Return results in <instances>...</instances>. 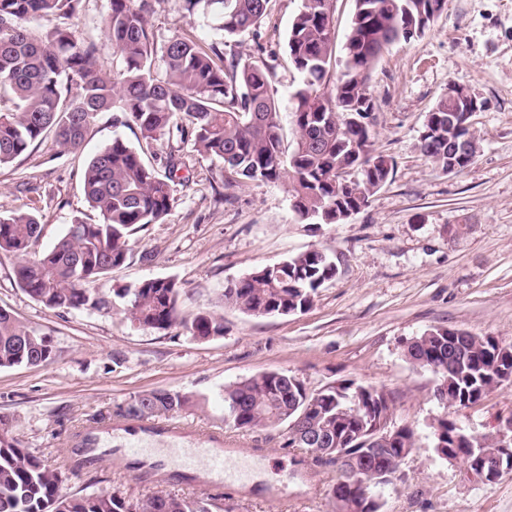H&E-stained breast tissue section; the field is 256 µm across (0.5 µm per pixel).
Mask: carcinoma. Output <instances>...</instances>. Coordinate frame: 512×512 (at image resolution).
I'll use <instances>...</instances> for the list:
<instances>
[{"label":"carcinoma","mask_w":512,"mask_h":512,"mask_svg":"<svg viewBox=\"0 0 512 512\" xmlns=\"http://www.w3.org/2000/svg\"><path fill=\"white\" fill-rule=\"evenodd\" d=\"M80 0H0V166L12 163L31 145L51 134L60 154L81 150L97 117L139 130L137 145L119 137L91 156L82 188L100 221L80 218L68 225L52 248L29 251L41 233L30 212L0 216V254L14 258L16 284L51 309L94 310L110 305L95 283L122 266L129 240L141 228L162 221L170 211V182L183 162L169 155L165 171L148 164L162 136L191 146L202 157L224 164V185L232 182L288 181L292 206L307 224H340L368 206L393 173L392 159L374 148V103L368 93L372 70L393 43L421 36L447 8V0H354L342 46L343 70L332 88L326 76L336 50V0H302L288 31V55L302 74L289 112L293 141L285 145L283 117L275 98L274 71L265 58L260 27L272 0H181L190 16L215 21L220 38L209 43L189 32L158 44L148 25L152 0H109L102 21L104 40L121 60L107 78L97 67L101 43L79 30ZM52 16L58 23L37 36L28 23ZM250 34L255 53L243 61L226 50ZM455 108L437 101L420 134L421 155L442 171L456 161L458 170L472 160L458 156L476 144L470 126L451 121ZM334 259L322 250L285 261L278 271L265 268L224 285L219 305L249 316H288L306 310L325 283L336 278ZM184 290L172 278H151L116 296L124 300L130 322L165 332L184 328L195 340L224 335V317L210 310L181 315ZM456 330L433 327L408 343L406 357L417 368L448 383L444 408L478 404L494 388L486 366L500 362L512 371V344L492 336H469L460 349L449 337ZM54 357L52 340L0 308V368L40 366ZM189 402L178 393L154 389L120 408L130 420L177 413ZM305 417V428L290 423ZM392 415L389 393L345 381L317 394L283 372H263L224 386V423L237 430H266L283 423L288 446L308 450L314 460L344 448L357 457L350 474L365 485L368 506L352 500L348 510L383 512L378 482L369 470L395 473L414 449V432L399 426L387 450L362 461V425ZM10 424L0 418V512H231L212 498L153 495L137 502L107 490L63 494L65 472L9 438Z\"/></svg>","instance_id":"cac0c4a2"}]
</instances>
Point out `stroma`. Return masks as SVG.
Listing matches in <instances>:
<instances>
[{
	"label": "stroma",
	"instance_id": "35a3bbf8",
	"mask_svg": "<svg viewBox=\"0 0 512 512\" xmlns=\"http://www.w3.org/2000/svg\"><path fill=\"white\" fill-rule=\"evenodd\" d=\"M301 0H273L262 30L282 111L302 82L288 61L286 40ZM159 38L188 31L209 42L211 23L185 18L178 0H153ZM482 102L472 129L478 148L460 173H444L417 149L425 116L449 86ZM374 142L394 170L368 207L341 224H305L284 182L224 187L223 164L161 139L151 159L162 167L172 150L185 166L173 185L164 221L130 241V257L98 284L100 293L150 278H172L189 296L185 314L214 308L227 281L322 249L338 274L311 306L288 316L253 317L224 307V333L192 340L173 328L159 333L131 323L122 303L107 311L46 308L13 280L14 260L0 256V307L49 336L54 360L0 369V417L21 447L56 467L70 437L98 422L121 424L119 407L145 391L165 389L192 404L172 418L197 435H222L242 458L245 482L214 488L179 477L140 474L124 461H95L67 472L63 492L107 489L137 500L154 493L212 497L234 512H336L335 467L287 445L288 427L242 432L224 423L225 385L266 371L301 379L309 391L352 380L385 388L393 419L414 431L415 448L383 486L384 512H512V475L482 484L464 462L440 459L432 423L447 414L484 440L512 418V382L479 404L443 410L436 377L405 357L408 342L433 327L512 342V0H448L424 36L392 44L372 71ZM135 143L134 128L99 115L81 151L60 155L46 138L0 167V214L30 211L43 230L33 252L50 249L74 217L97 221L80 185L90 156L113 138ZM28 181L34 189L20 190ZM151 260H143V253Z\"/></svg>",
	"mask_w": 512,
	"mask_h": 512
}]
</instances>
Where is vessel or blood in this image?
Masks as SVG:
<instances>
[{
	"label": "vessel or blood",
	"mask_w": 512,
	"mask_h": 512,
	"mask_svg": "<svg viewBox=\"0 0 512 512\" xmlns=\"http://www.w3.org/2000/svg\"><path fill=\"white\" fill-rule=\"evenodd\" d=\"M165 444L174 448L172 456L159 458L152 451L153 445ZM86 458L96 459L102 456L130 457L143 466L163 470L172 465H180L182 470L195 469L198 457H205L204 474L210 483L224 484L242 480V473L234 471L229 459L233 449L225 447L223 441L209 438L199 446L186 442V434L178 426L166 427L144 424L139 428L113 433L111 426H96L87 430L78 441Z\"/></svg>",
	"instance_id": "obj_1"
}]
</instances>
